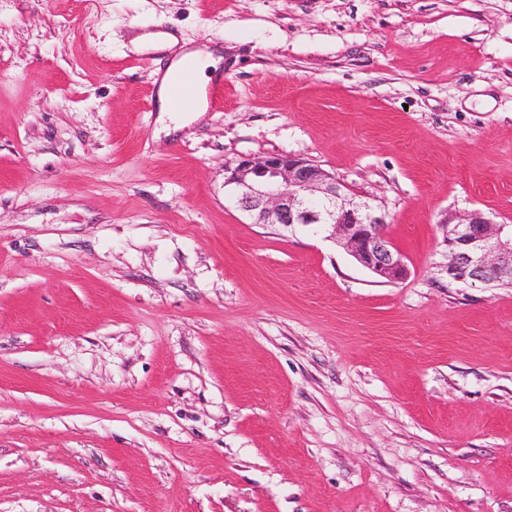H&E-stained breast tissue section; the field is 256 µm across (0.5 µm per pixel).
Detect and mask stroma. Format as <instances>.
Returning <instances> with one entry per match:
<instances>
[{"mask_svg":"<svg viewBox=\"0 0 512 512\" xmlns=\"http://www.w3.org/2000/svg\"><path fill=\"white\" fill-rule=\"evenodd\" d=\"M224 103L158 131L178 45ZM314 161L406 277L258 224L240 158ZM512 0H0V512H512ZM448 280L462 284L512 283V225L478 211L448 220Z\"/></svg>","mask_w":512,"mask_h":512,"instance_id":"35a3bbf8","label":"stroma"}]
</instances>
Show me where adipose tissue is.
Segmentation results:
<instances>
[{"mask_svg":"<svg viewBox=\"0 0 512 512\" xmlns=\"http://www.w3.org/2000/svg\"><path fill=\"white\" fill-rule=\"evenodd\" d=\"M222 60L219 49L203 47L190 48L181 53L174 61L169 63L164 74L158 81L159 110L164 115H171L169 106V84L174 76L182 73L189 74L196 86V98L191 106L192 111H205L207 106V87L212 80L213 72H216Z\"/></svg>","mask_w":512,"mask_h":512,"instance_id":"obj_1","label":"adipose tissue"}]
</instances>
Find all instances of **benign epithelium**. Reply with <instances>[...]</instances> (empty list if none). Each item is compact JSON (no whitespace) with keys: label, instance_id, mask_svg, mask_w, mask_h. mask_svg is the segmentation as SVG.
Returning <instances> with one entry per match:
<instances>
[{"label":"benign epithelium","instance_id":"obj_1","mask_svg":"<svg viewBox=\"0 0 512 512\" xmlns=\"http://www.w3.org/2000/svg\"><path fill=\"white\" fill-rule=\"evenodd\" d=\"M224 186L258 224L319 226L358 263L393 282L407 275L385 233L386 217L366 198L308 158L274 153L224 167ZM448 280L489 287L512 283V225L478 211L448 221Z\"/></svg>","mask_w":512,"mask_h":512}]
</instances>
